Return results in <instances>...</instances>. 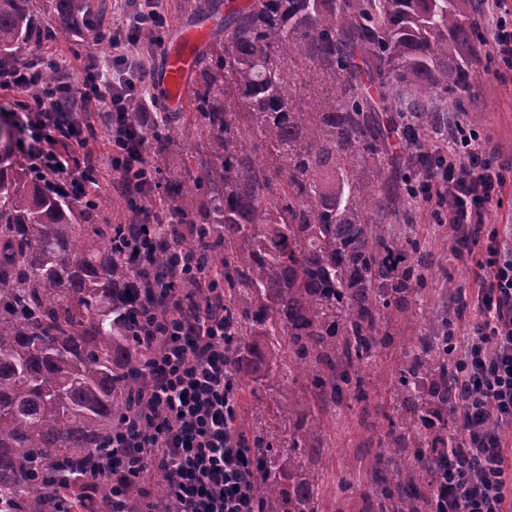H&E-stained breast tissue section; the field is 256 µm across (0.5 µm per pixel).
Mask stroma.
<instances>
[{"mask_svg":"<svg viewBox=\"0 0 512 512\" xmlns=\"http://www.w3.org/2000/svg\"><path fill=\"white\" fill-rule=\"evenodd\" d=\"M167 17V32L183 26L206 25L210 41L223 40L224 27L211 13L200 11L196 0H160ZM53 56L68 66L73 77H81L91 56L111 57L112 44L92 43L85 33L77 31L69 38L40 41L26 46L23 57L31 54ZM485 66L477 70L474 92L478 99L475 109L468 112L471 124L480 132L486 145V156L493 165L503 167L506 183L500 199L484 212L483 221L493 229L512 225V66L504 63L492 46H485ZM186 120L177 132L175 145L165 161L168 171L180 174L185 167L196 164V148L200 129L194 117L193 104L184 106ZM119 177L111 167L99 166L95 190L99 195V211L92 220L98 224L124 223L127 200L117 188ZM386 225L398 237H415L428 255L429 275L424 290L426 317L407 318L396 309L385 311L380 325L386 335V345L375 361L364 368L363 398H347L338 405L327 407L321 419L322 446L317 454L305 455L297 469L299 477L318 486L324 499V512H371L370 492L377 457L380 453L378 436L388 429L387 418L395 414L393 398L396 372L403 349L411 337L431 334L435 322L445 310L448 285L474 291L475 276L453 254L455 235L448 225L437 223L430 205H414L402 209L399 216L388 219ZM287 381L271 377L262 384L242 386L238 391L237 417L244 430H251L258 420H270ZM376 422L377 432H370L368 422Z\"/></svg>","mask_w":512,"mask_h":512,"instance_id":"35a3bbf8","label":"stroma"}]
</instances>
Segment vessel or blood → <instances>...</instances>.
Here are the masks:
<instances>
[{
  "instance_id": "vessel-or-blood-1",
  "label": "vessel or blood",
  "mask_w": 512,
  "mask_h": 512,
  "mask_svg": "<svg viewBox=\"0 0 512 512\" xmlns=\"http://www.w3.org/2000/svg\"><path fill=\"white\" fill-rule=\"evenodd\" d=\"M206 38L205 28L190 27L181 33L178 40L165 45L164 81L169 105L175 106L183 101L188 78Z\"/></svg>"
}]
</instances>
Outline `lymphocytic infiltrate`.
I'll return each instance as SVG.
<instances>
[{"label": "lymphocytic infiltrate", "instance_id": "obj_1", "mask_svg": "<svg viewBox=\"0 0 512 512\" xmlns=\"http://www.w3.org/2000/svg\"><path fill=\"white\" fill-rule=\"evenodd\" d=\"M138 2L139 13L123 9L113 19V55L90 61L80 85L82 99L112 119L107 155L86 152L96 130L59 109L72 81L41 87L27 61L0 75L1 90H42L34 105L17 101L10 110L18 148L32 168L64 191L85 196L89 171L105 161L119 174L125 196L141 203L142 222L131 228L125 247L133 260L147 258L163 229L151 205L160 184L149 172L144 136L159 112L143 60L161 46L167 27L158 0ZM133 102L141 113L136 127L125 119ZM502 183L501 169L482 157L477 131L458 117L454 147L429 176L426 201L453 227L481 284L474 322L448 344L462 369L461 419L470 437L462 449L448 451L464 462L434 485L433 512H512V225L487 235L482 222ZM155 293L160 301L143 332L150 348L147 377L83 486L89 492L107 483L112 496L91 506L95 512H152L145 496L132 500L126 490L155 472L168 486L166 512H259L251 459L235 427L237 388L224 349V291L214 287L211 272L186 268L180 276L161 277Z\"/></svg>", "mask_w": 512, "mask_h": 512}]
</instances>
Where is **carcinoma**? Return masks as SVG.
Here are the masks:
<instances>
[{"label": "carcinoma", "mask_w": 512, "mask_h": 512, "mask_svg": "<svg viewBox=\"0 0 512 512\" xmlns=\"http://www.w3.org/2000/svg\"><path fill=\"white\" fill-rule=\"evenodd\" d=\"M30 0H0V70L41 39L102 33L95 0H54L58 26L44 28ZM471 0H243L224 16V41L198 59L194 99L207 131L200 175L171 177L169 229L142 269L171 270L180 254L224 286V344L235 379L305 377L315 403L293 391L277 406L296 432L274 448L258 429L242 438L257 452L260 512H318L315 485L293 474L296 455L319 444L322 405L360 392V371L383 345L380 306L414 305L426 281L418 241L382 224L417 202V174L436 165L422 149L441 127L433 97L473 102L482 61ZM395 118L384 122L382 113ZM165 112L149 133L153 168L169 149ZM401 135L411 173L399 178L384 144ZM75 198L54 192L0 147V509L54 512L92 470L91 458L147 374L138 346L144 312L134 269L116 260L119 238L79 224ZM224 259L215 262L218 249ZM442 335L402 351L384 447L410 452L408 471L385 455L371 491L373 512H419L413 471L434 473L464 432L458 370ZM432 378L429 393L420 378Z\"/></svg>", "instance_id": "obj_1"}]
</instances>
